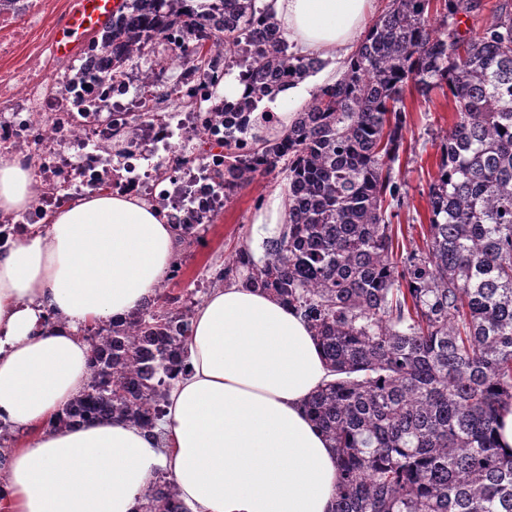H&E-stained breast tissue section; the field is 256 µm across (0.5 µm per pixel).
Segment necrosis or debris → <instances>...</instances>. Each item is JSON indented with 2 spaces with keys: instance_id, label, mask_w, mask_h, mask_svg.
I'll return each mask as SVG.
<instances>
[{
  "instance_id": "4bbe7bcc",
  "label": "necrosis or debris",
  "mask_w": 512,
  "mask_h": 512,
  "mask_svg": "<svg viewBox=\"0 0 512 512\" xmlns=\"http://www.w3.org/2000/svg\"><path fill=\"white\" fill-rule=\"evenodd\" d=\"M63 0H0V158L21 159L34 194L0 214V246L28 224L103 190L156 209L167 224L199 228L224 213V49L204 67L171 28L129 44L130 64L97 81L100 34L71 59L54 55Z\"/></svg>"
}]
</instances>
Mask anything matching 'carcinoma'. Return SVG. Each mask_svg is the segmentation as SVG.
<instances>
[{
  "instance_id": "cac0c4a2",
  "label": "carcinoma",
  "mask_w": 512,
  "mask_h": 512,
  "mask_svg": "<svg viewBox=\"0 0 512 512\" xmlns=\"http://www.w3.org/2000/svg\"><path fill=\"white\" fill-rule=\"evenodd\" d=\"M213 1L224 7V70L256 74L244 108L317 72L261 0H123L105 25L112 72L129 63L125 41L174 26L198 35L190 59L205 65ZM476 7L387 0L342 77L312 91L282 131L224 102V196L277 171L287 220L261 256L235 250L212 284L242 276L296 309L322 349L335 379L307 407L337 453L332 512H512V454L495 437L512 409V9L461 34L457 16ZM410 83L424 98L448 89L454 123L428 187V225L402 253L392 219L407 189L394 166ZM176 303L159 288L124 325L86 337L90 378L58 425L157 426L195 314ZM143 498L144 512H186L163 474Z\"/></svg>"
}]
</instances>
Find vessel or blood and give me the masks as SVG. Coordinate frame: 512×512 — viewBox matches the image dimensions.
<instances>
[{
    "instance_id": "1",
    "label": "vessel or blood",
    "mask_w": 512,
    "mask_h": 512,
    "mask_svg": "<svg viewBox=\"0 0 512 512\" xmlns=\"http://www.w3.org/2000/svg\"><path fill=\"white\" fill-rule=\"evenodd\" d=\"M117 7V0H71V10L56 35V53L68 57L78 51L87 35L103 27Z\"/></svg>"
}]
</instances>
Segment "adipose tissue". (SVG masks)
Here are the masks:
<instances>
[{
  "label": "adipose tissue",
  "mask_w": 512,
  "mask_h": 512,
  "mask_svg": "<svg viewBox=\"0 0 512 512\" xmlns=\"http://www.w3.org/2000/svg\"><path fill=\"white\" fill-rule=\"evenodd\" d=\"M377 0H264L292 52L341 60ZM21 162L0 163V212L33 196ZM171 225L138 200L101 192L0 248V512H141L154 471L187 512H331L337 455L306 412L327 377L307 324L261 289L233 282L199 305L162 435L124 421H54L83 391V331L122 322L170 266Z\"/></svg>",
  "instance_id": "1"
}]
</instances>
